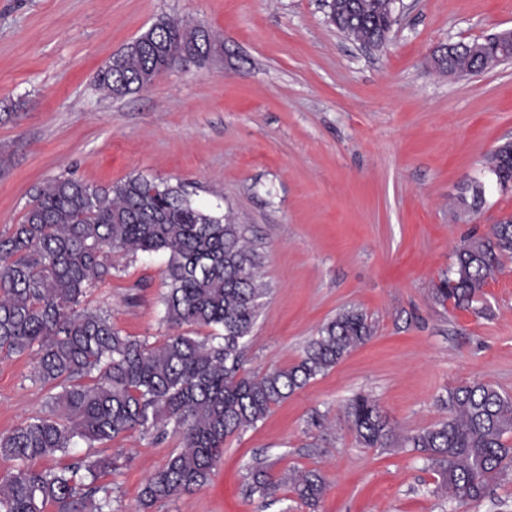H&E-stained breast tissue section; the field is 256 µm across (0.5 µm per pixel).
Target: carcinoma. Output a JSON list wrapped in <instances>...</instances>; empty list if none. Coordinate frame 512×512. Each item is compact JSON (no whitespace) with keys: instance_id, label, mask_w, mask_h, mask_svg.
Returning a JSON list of instances; mask_svg holds the SVG:
<instances>
[{"instance_id":"obj_1","label":"carcinoma","mask_w":512,"mask_h":512,"mask_svg":"<svg viewBox=\"0 0 512 512\" xmlns=\"http://www.w3.org/2000/svg\"><path fill=\"white\" fill-rule=\"evenodd\" d=\"M394 0H341L336 29L362 43L383 45ZM178 48L192 58L212 50L203 28L162 19L113 54L96 74L105 96L122 98L150 85ZM446 71L477 74L478 57L464 53L436 60ZM486 172L501 186L512 181V143L493 151ZM164 253L162 321L173 329L203 326L202 339L169 335L157 344L128 336L112 314L84 306L87 290L112 277L118 252ZM512 252V221L463 241L435 300L474 307ZM259 256L241 225L196 206L182 186L142 175L106 187L70 178L47 184L23 220L0 235V354L36 350L34 379L50 387L49 411L0 434V456L15 462L0 478V512H112L99 478L107 457L78 459L53 468L36 461L66 457L83 442L106 444L132 430L162 437L171 429L182 446L141 486L136 512L204 487L224 456V440L255 426L270 409L336 366L372 336L368 315L345 309L309 340L286 368H242L266 294ZM448 416L399 436L375 401L354 396L345 406L348 426L365 448H409L439 475L436 492L456 507L494 495L512 465V395L482 381L448 388ZM85 471L84 483L77 480ZM286 486L313 510L326 491L317 469H293L273 478L252 468L251 492L262 498Z\"/></svg>"}]
</instances>
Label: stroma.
I'll use <instances>...</instances> for the list:
<instances>
[{"label": "stroma", "instance_id": "stroma-1", "mask_svg": "<svg viewBox=\"0 0 512 512\" xmlns=\"http://www.w3.org/2000/svg\"><path fill=\"white\" fill-rule=\"evenodd\" d=\"M327 12L325 0H0V233L57 178L179 183L242 225L259 254L267 294L245 369L295 364L343 309L374 325L367 343L227 438L208 485L152 512H308L286 488L250 494L259 462L276 476L319 469L327 490L315 512H451L416 454L359 447L345 403L370 396L407 435L445 418L461 382L512 394V257L485 289V312L433 298L460 241L512 213V185L484 171L512 140V61L462 78L432 61L439 45L512 29V0H395L378 49L342 35ZM163 17L215 30L221 44L105 97L97 71ZM165 265L161 254L113 255L87 306L109 310L124 334L163 340ZM34 362L0 358V433L45 410ZM316 411L325 427H308ZM179 447L173 433L112 441L100 482L114 512H134L142 483Z\"/></svg>", "mask_w": 512, "mask_h": 512}]
</instances>
